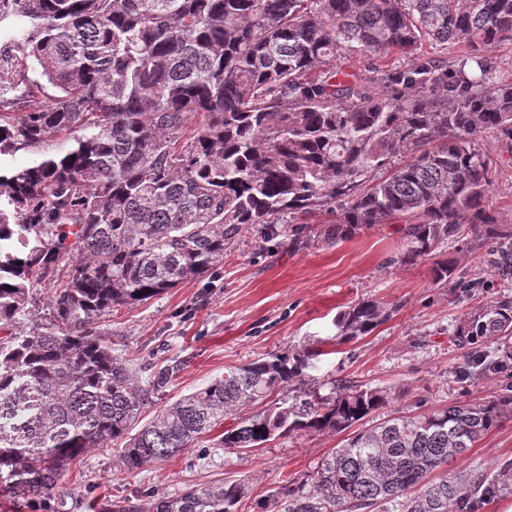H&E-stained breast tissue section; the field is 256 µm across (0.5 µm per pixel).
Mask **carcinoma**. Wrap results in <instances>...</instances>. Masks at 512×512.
<instances>
[{
  "label": "carcinoma",
  "instance_id": "1",
  "mask_svg": "<svg viewBox=\"0 0 512 512\" xmlns=\"http://www.w3.org/2000/svg\"><path fill=\"white\" fill-rule=\"evenodd\" d=\"M18 21L0 51V153L41 158L0 170L14 206L0 211V501L60 491L78 458L110 442L124 441L135 472L221 426L219 446L249 451L283 435H345L264 512H474L512 494V462L493 477L449 469L512 412V393L366 427L390 393L346 380L320 393L321 352L303 345L232 368L140 426L173 369L141 384L95 327L204 276L252 232H287L300 247L401 224L399 262L461 242L511 280L512 224L490 204L497 162L479 142L494 135L512 165V80L492 79L488 55L512 34V0H0V26ZM459 43L479 73L424 54ZM392 54L404 65L343 69L351 55ZM18 101L28 110L12 111ZM322 211L308 234L304 217ZM63 259L67 280L50 282ZM432 276L480 287L455 259L434 261ZM41 283L51 320L28 325ZM389 317L363 299L336 316V339ZM452 336L470 350L462 377L512 368V296L471 310ZM248 493L228 480L147 509L247 512Z\"/></svg>",
  "mask_w": 512,
  "mask_h": 512
}]
</instances>
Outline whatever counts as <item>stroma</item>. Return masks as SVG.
<instances>
[{
  "label": "stroma",
  "mask_w": 512,
  "mask_h": 512,
  "mask_svg": "<svg viewBox=\"0 0 512 512\" xmlns=\"http://www.w3.org/2000/svg\"><path fill=\"white\" fill-rule=\"evenodd\" d=\"M402 245L397 224H378L339 243L302 249L290 248L283 237L250 235L227 247L212 273L148 302L120 307L104 317L100 329L134 363L178 365L152 399L157 410L222 376L225 368L333 339L337 314L370 297L393 308L392 317L368 336L332 346L320 358L318 378L390 391L388 404L376 413L380 419L498 395L505 383L500 374L458 383L461 351L450 336L459 317L502 295L498 277L487 273L477 254L452 246L448 256L457 258L466 277L482 278L483 285L469 293L442 288L432 280V260L399 262ZM216 441V433H209L174 459L133 473L125 470L116 445L91 450L62 482L65 507L50 497L7 507L6 512H88L89 506L113 500L126 501L129 512H141L150 500L225 479L248 482L249 512H261L271 490L284 479L314 472L340 438L285 435L257 452L227 450ZM508 460L512 414L454 469L477 468L491 475Z\"/></svg>",
  "instance_id": "1"
}]
</instances>
